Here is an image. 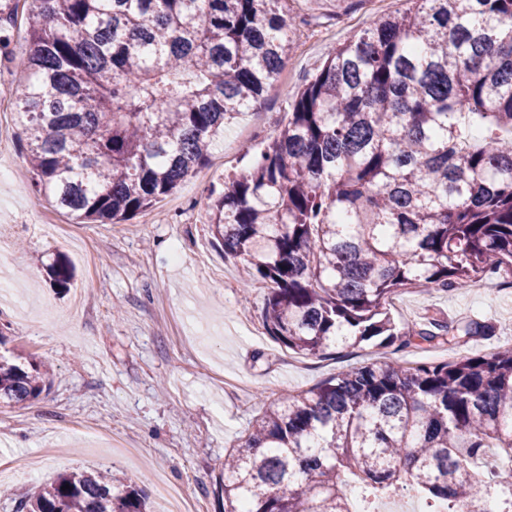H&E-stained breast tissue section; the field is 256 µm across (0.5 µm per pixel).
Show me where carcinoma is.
Returning <instances> with one entry per match:
<instances>
[{
  "mask_svg": "<svg viewBox=\"0 0 512 512\" xmlns=\"http://www.w3.org/2000/svg\"><path fill=\"white\" fill-rule=\"evenodd\" d=\"M12 91L33 186L79 219L126 221L208 161L285 67L288 0H26ZM333 48L288 123L224 190L211 230L268 288L262 322L297 354L363 342L459 345L489 326L399 327L407 285L512 275V0H411ZM19 0H0V48ZM67 289L72 266L48 267ZM0 356V403L44 391ZM411 488L432 512H512V348L351 367L272 400L224 459V512H351ZM69 485L64 490L62 486ZM20 512H147L140 488L72 471Z\"/></svg>",
  "mask_w": 512,
  "mask_h": 512,
  "instance_id": "obj_1",
  "label": "carcinoma"
}]
</instances>
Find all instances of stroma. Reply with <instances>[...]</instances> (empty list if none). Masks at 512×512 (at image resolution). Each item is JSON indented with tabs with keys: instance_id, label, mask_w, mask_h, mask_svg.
Here are the masks:
<instances>
[{
	"instance_id": "obj_1",
	"label": "stroma",
	"mask_w": 512,
	"mask_h": 512,
	"mask_svg": "<svg viewBox=\"0 0 512 512\" xmlns=\"http://www.w3.org/2000/svg\"><path fill=\"white\" fill-rule=\"evenodd\" d=\"M405 0H288L285 68L255 110L225 125L201 174L152 208L119 224H80L34 191L10 103L0 96V355L33 356L50 368L39 398L0 405V512H18L33 484L74 470L110 472L143 488L153 512V476L178 485L194 512H223L224 455L237 446L264 401L301 392L346 365L452 361L512 346V276L489 275L491 291L409 286L390 312L400 326L435 319L489 325L459 348L412 342L350 348L306 358L273 340L261 310L268 292L244 262L225 257L210 228L207 195L249 166L288 121L292 95L328 52ZM27 7L19 5L0 84L27 74ZM42 224L57 225L48 239ZM68 260L76 277L56 293L46 267Z\"/></svg>"
}]
</instances>
